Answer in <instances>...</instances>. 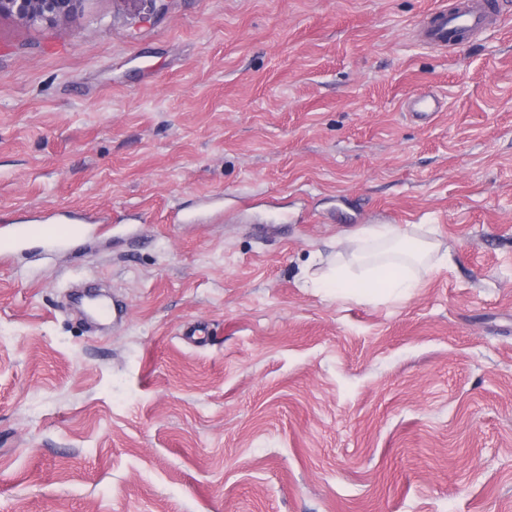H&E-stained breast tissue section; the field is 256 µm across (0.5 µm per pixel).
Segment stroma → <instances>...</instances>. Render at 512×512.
Masks as SVG:
<instances>
[{
    "mask_svg": "<svg viewBox=\"0 0 512 512\" xmlns=\"http://www.w3.org/2000/svg\"><path fill=\"white\" fill-rule=\"evenodd\" d=\"M162 2L0 16V226L109 218L0 249V512H512V0ZM382 223L411 296L304 287ZM460 3L462 7L456 12L448 13V8H443L427 17L419 29V41L433 49L446 50L451 46L448 29L465 28L474 33L484 32L492 26L485 11L470 1ZM442 97L434 91L426 92L412 100L415 115L420 117H430L437 112H442L444 102ZM109 219L101 215L57 210L45 216L34 217L21 232L27 239H49L51 236L67 235L71 232V224H105ZM359 235L366 243L378 241L396 242L398 239L391 224H365L360 228Z\"/></svg>",
    "mask_w": 512,
    "mask_h": 512,
    "instance_id": "obj_1",
    "label": "stroma"
}]
</instances>
